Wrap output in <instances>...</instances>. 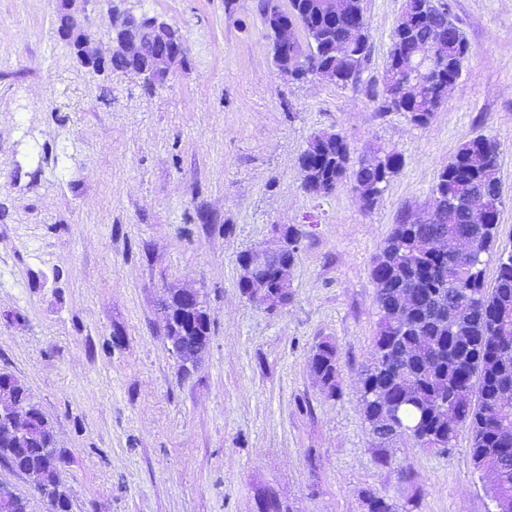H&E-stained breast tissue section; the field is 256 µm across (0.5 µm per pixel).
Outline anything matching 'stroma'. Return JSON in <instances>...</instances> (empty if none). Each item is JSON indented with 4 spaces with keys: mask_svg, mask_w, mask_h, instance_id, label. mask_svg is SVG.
Segmentation results:
<instances>
[{
    "mask_svg": "<svg viewBox=\"0 0 512 512\" xmlns=\"http://www.w3.org/2000/svg\"><path fill=\"white\" fill-rule=\"evenodd\" d=\"M469 44L423 126L378 111L406 0H364L371 59L356 85L284 79L258 0H130L177 29L182 61L154 84L83 66L56 32L58 0H0V369L53 426L72 512H488L490 478L465 437L376 448L360 372L379 321L372 264L401 217L426 212L466 141L500 147L496 248L512 246V0H448ZM341 134L353 160L396 150L364 211L354 180L302 187L308 140ZM297 225L291 299L238 282L241 252ZM202 290L211 340L182 374L160 302ZM335 343L339 391L310 372ZM387 464H379V455Z\"/></svg>",
    "mask_w": 512,
    "mask_h": 512,
    "instance_id": "obj_1",
    "label": "stroma"
}]
</instances>
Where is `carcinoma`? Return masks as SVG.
<instances>
[{
    "mask_svg": "<svg viewBox=\"0 0 512 512\" xmlns=\"http://www.w3.org/2000/svg\"><path fill=\"white\" fill-rule=\"evenodd\" d=\"M353 0H336V11L322 0H259L258 10L275 36L279 21L299 29L310 50L296 59L288 78L301 80L321 72L339 76L342 86L357 83L370 59L368 34L357 46L346 45ZM450 10L430 5L413 13L405 9L394 33L403 41L428 48L438 30L448 31L440 48L435 83L423 84L407 98L398 90L383 94L379 109L407 112L418 126L429 122L443 98L440 89L459 77L458 58L467 48L448 24ZM406 62L390 52L383 85H400ZM499 147L482 137L463 143L438 173L433 192L448 196V205L416 224L394 225L371 269L380 320L368 365L361 374L363 413L374 443L385 448L401 437L427 449L448 448L466 432L474 467L494 475L490 498L512 512V250L497 255L492 288L484 283L485 255L493 250L503 195L492 192L497 181ZM303 188L315 195L333 193L352 174L368 196L369 209L398 172L402 159L382 150L369 162L350 169L351 151L338 133L313 136L299 158ZM485 193L486 223L472 222L468 203L473 193ZM465 239L467 252L455 249ZM210 335L190 339L178 350L196 360ZM309 363L322 388L332 397L338 390V351L330 341L318 343ZM12 385L13 399L29 407V439L23 448L0 437V462L24 475L49 512H71V502L59 479L65 457L58 450L53 427L24 383L7 372L0 385ZM0 512H30L29 499L4 486ZM367 512H395L393 504L366 491Z\"/></svg>",
    "mask_w": 512,
    "mask_h": 512,
    "instance_id": "obj_1",
    "label": "carcinoma"
}]
</instances>
